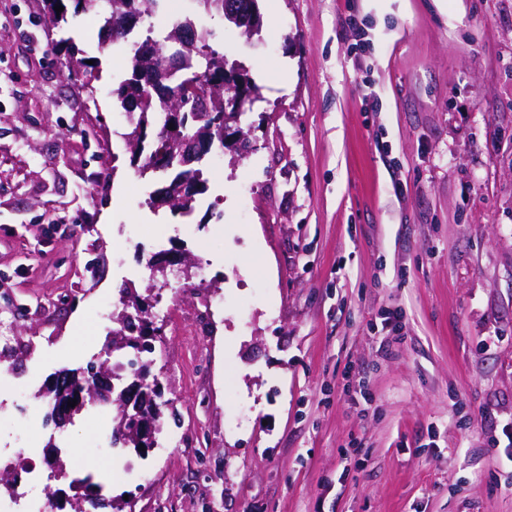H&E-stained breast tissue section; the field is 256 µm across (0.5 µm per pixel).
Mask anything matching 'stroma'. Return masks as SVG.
<instances>
[{
    "label": "stroma",
    "instance_id": "stroma-1",
    "mask_svg": "<svg viewBox=\"0 0 512 512\" xmlns=\"http://www.w3.org/2000/svg\"><path fill=\"white\" fill-rule=\"evenodd\" d=\"M258 34L194 15L258 93L252 149L204 161L190 217L150 205L112 99L126 51L87 12L68 34L98 78L59 63L42 0H0V344L33 417L61 368L103 358L100 308L131 289L175 325L150 371L183 436L124 449L111 415L36 435L57 473L0 471L45 502L85 465L131 512H512V0H258ZM115 170L107 191L89 176ZM177 249L193 289L148 267Z\"/></svg>",
    "mask_w": 512,
    "mask_h": 512
}]
</instances>
